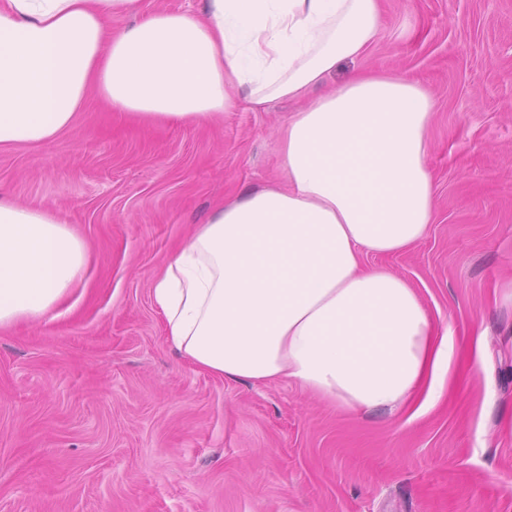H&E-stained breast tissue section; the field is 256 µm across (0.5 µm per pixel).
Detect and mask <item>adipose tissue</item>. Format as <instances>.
Instances as JSON below:
<instances>
[{
	"instance_id": "obj_1",
	"label": "adipose tissue",
	"mask_w": 512,
	"mask_h": 512,
	"mask_svg": "<svg viewBox=\"0 0 512 512\" xmlns=\"http://www.w3.org/2000/svg\"><path fill=\"white\" fill-rule=\"evenodd\" d=\"M136 16L112 30L113 18ZM382 0H0V147L68 130L97 94L145 120L209 122L236 96L300 107L279 131L283 185L250 189L196 225L154 277L171 346L211 375L288 379L350 412L442 386L455 356L420 295L366 255L428 234L430 94L362 58ZM320 96H313L316 87ZM86 243L48 212L0 200V327L53 311L81 281Z\"/></svg>"
}]
</instances>
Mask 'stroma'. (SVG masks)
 Here are the masks:
<instances>
[{"label":"stroma","mask_w":512,"mask_h":512,"mask_svg":"<svg viewBox=\"0 0 512 512\" xmlns=\"http://www.w3.org/2000/svg\"><path fill=\"white\" fill-rule=\"evenodd\" d=\"M356 70L435 101L429 234L365 262L451 324L445 386L350 414L192 368L153 277L217 204L277 177L298 106L141 124L93 99L55 139L0 148V198L90 254L57 309L0 327V512H512V0H382L377 41L334 79Z\"/></svg>","instance_id":"stroma-1"}]
</instances>
